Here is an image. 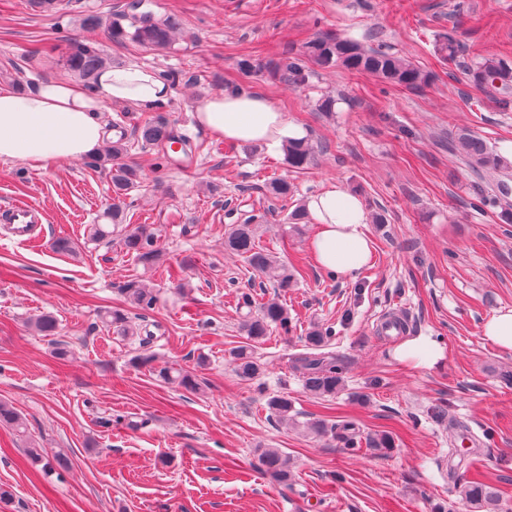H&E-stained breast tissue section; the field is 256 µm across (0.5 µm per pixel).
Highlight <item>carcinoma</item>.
I'll use <instances>...</instances> for the list:
<instances>
[{
  "label": "carcinoma",
  "mask_w": 512,
  "mask_h": 512,
  "mask_svg": "<svg viewBox=\"0 0 512 512\" xmlns=\"http://www.w3.org/2000/svg\"><path fill=\"white\" fill-rule=\"evenodd\" d=\"M125 21L128 22L126 26L123 25ZM85 22L92 28H103L111 41L131 40L156 49L170 46L179 26L178 20L173 16L159 17L151 10L135 9L131 3L125 5L120 17L115 20L109 18L104 21L98 16H89ZM437 50L448 60L453 61L458 57L460 46L453 36L448 35L439 41ZM307 53L319 66H340L353 72L369 73L392 85L418 88L430 80V75L410 61L380 48L366 47L351 38L322 35L309 42ZM65 64L69 70L91 78L105 68L106 60L97 46L78 43L66 58ZM279 71L286 81L305 80L304 72L293 62L283 61L279 65ZM465 73L473 85L496 89L500 94V105L507 107L512 104V100L509 99V94L512 93V67L504 60L484 58L469 66ZM138 133L145 146L166 148L177 144L182 156L192 154L190 140L165 122L146 121L138 128ZM127 152L128 145L121 137L110 141L104 152L95 157V166H110L114 203L101 215L107 223L93 224L89 228L90 239L94 241L109 239L114 229L126 222L122 197L147 177L145 165L121 162ZM285 154L288 171L299 173L313 162L315 148L306 139L291 140L285 145ZM448 155L458 158L470 170L478 183L477 196L481 206L499 209L504 219L512 220V164L503 159L482 137L467 129L448 133ZM255 238L256 225L234 224L224 239V248L238 253L254 269L273 273L275 287L282 292L288 291L294 286L295 274L288 269V265L257 248ZM122 243L127 253L141 261L153 262L160 256L154 233L146 224H139L126 231ZM120 293L128 302L144 311L151 309L156 301L153 290L138 280L126 281L121 286ZM288 320V311L283 305L275 299H269L261 304L256 315L244 322L243 329L249 340L260 342L274 329H288ZM105 323L122 337H139L142 346L151 340L148 335L141 336V328L132 323L126 311L120 307L107 313ZM233 361L237 376L243 380H252L260 374V364L246 346L233 352ZM299 369L303 370L306 390L316 396H332L342 385V369L332 359L306 356L301 359ZM158 376L185 390L194 391L200 385L194 372L181 368L163 367L158 370ZM268 406L278 420L293 419L291 412L294 407L288 397H274L269 400ZM0 425L21 434L25 433V425L20 414L3 402H0ZM310 427L318 433L331 434L352 450L358 449L363 443L373 451L381 452L392 448L389 435L376 434L364 438L360 428L349 419H342L330 425L323 420H316L310 423ZM29 456L33 463L42 465L43 471L47 473L69 467V458L64 453L45 458L37 449L32 448L29 450ZM258 461L259 469L273 480L282 484L290 480L289 459L279 449H265L258 457ZM471 465L472 462L462 459L449 465L448 481L459 485L460 493L466 501L486 507L487 512H497L499 494L496 488L480 480H464Z\"/></svg>",
  "instance_id": "1"
}]
</instances>
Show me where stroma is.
<instances>
[{
  "label": "stroma",
  "mask_w": 512,
  "mask_h": 512,
  "mask_svg": "<svg viewBox=\"0 0 512 512\" xmlns=\"http://www.w3.org/2000/svg\"><path fill=\"white\" fill-rule=\"evenodd\" d=\"M126 2L58 0L43 13L29 0H0L1 85L25 92L40 80L72 79L63 60L85 38L113 64L158 71L173 91L161 108L115 104L106 114L125 130V162L155 166L126 199L128 223L150 225L157 238L154 264L128 255L120 234L88 239L112 201L107 169L0 161V211L34 205L46 235L20 244L0 223V402L26 425L21 435L0 426V487L12 494L4 512H475L448 480L449 451L467 452L475 438L483 450L472 472L512 512V350L482 334L488 318L512 309V224L496 209H475L467 169L440 144L465 127L512 157V107L462 70L488 56L512 62V0H147L158 16L180 20L166 50L85 27L86 17L119 15ZM325 33L388 50L430 80L410 90L321 68L305 45ZM450 33L462 47L452 62L436 51ZM36 47L46 57L31 60ZM285 56L302 67L301 84L281 82ZM220 90L272 99L320 145L315 163L291 174L281 147L217 142L196 109ZM327 97L330 112L319 108ZM143 116L198 143L191 164L143 148L134 132ZM283 176L291 194L270 197L268 183ZM332 182L357 194L371 218L373 264L353 279L317 268L310 218L288 221ZM254 215L259 247L299 271L288 292L224 249L230 226ZM60 237L75 253L54 250ZM132 278L157 295L153 309L129 311L153 335L151 368L133 363L138 340L102 322ZM275 297L288 309V331L249 343L245 316ZM44 313L56 317V335L35 330ZM388 316L406 320L402 339L434 341L443 359L431 369L396 361L400 339L381 334ZM315 327L331 333L318 349L307 342ZM244 345L262 367L249 381L232 364ZM313 354L342 361L336 395L305 390L297 364ZM169 365L196 372L199 390L161 381L154 369ZM283 394L299 423L272 416L268 401ZM339 416L362 433L390 434L392 450L355 456L301 427ZM32 447L63 452L71 465L44 474L30 461ZM263 448L288 455V484L257 469Z\"/></svg>",
  "instance_id": "1"
}]
</instances>
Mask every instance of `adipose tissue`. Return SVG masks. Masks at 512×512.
Instances as JSON below:
<instances>
[{
    "mask_svg": "<svg viewBox=\"0 0 512 512\" xmlns=\"http://www.w3.org/2000/svg\"><path fill=\"white\" fill-rule=\"evenodd\" d=\"M172 94L157 71L121 65L103 69L91 87L53 80L19 92L0 85V160L27 161L47 168L96 155L108 138L103 114L115 103L155 109ZM199 124L212 134L240 143L278 144L302 137L272 100L258 92H227L208 98L197 110ZM316 231L309 250L322 270L348 278L373 258L365 232L368 212L360 198L337 184L306 202Z\"/></svg>",
    "mask_w": 512,
    "mask_h": 512,
    "instance_id": "ef3b65f1",
    "label": "adipose tissue"
}]
</instances>
